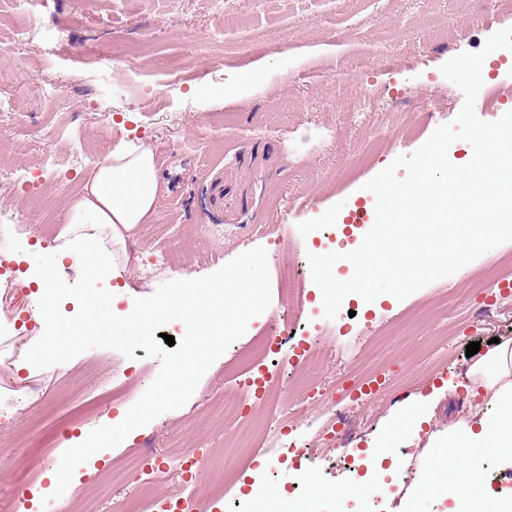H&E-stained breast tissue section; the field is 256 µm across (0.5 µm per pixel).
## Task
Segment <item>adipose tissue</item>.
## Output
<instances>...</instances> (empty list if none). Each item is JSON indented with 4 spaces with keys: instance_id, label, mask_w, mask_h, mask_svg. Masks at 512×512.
I'll use <instances>...</instances> for the list:
<instances>
[{
    "instance_id": "1",
    "label": "adipose tissue",
    "mask_w": 512,
    "mask_h": 512,
    "mask_svg": "<svg viewBox=\"0 0 512 512\" xmlns=\"http://www.w3.org/2000/svg\"><path fill=\"white\" fill-rule=\"evenodd\" d=\"M160 181L152 149L123 143L106 161L95 163L92 178L70 201L65 256L82 260L93 272L115 263L109 242H124L138 224L154 218ZM478 382L494 413L470 405L466 418L448 426V442L477 453L497 448L512 455V338L500 340L465 375Z\"/></svg>"
}]
</instances>
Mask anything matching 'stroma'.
I'll use <instances>...</instances> for the list:
<instances>
[{
    "mask_svg": "<svg viewBox=\"0 0 512 512\" xmlns=\"http://www.w3.org/2000/svg\"><path fill=\"white\" fill-rule=\"evenodd\" d=\"M37 10L40 33L31 39L17 0H0V100L11 108L0 117V161L26 169L22 182L0 172V318L8 323L40 314L38 299L17 281V259L30 244L45 254L61 246L67 198L95 163L73 165L79 142H143L155 154L157 217L112 247L119 261L108 284L117 311L257 246L267 251L270 276L288 258L305 271L309 252L336 242L324 215L342 218L373 201L365 183L460 112L462 92L441 66L512 27V0L490 9L485 0H43ZM497 59L475 103L485 121L512 111V99L493 90L512 83V51L498 50ZM348 100L361 111L342 112ZM116 113L123 125L113 124ZM375 137L383 148L353 163ZM256 224L265 234H253ZM495 261L500 276L485 285L500 295L473 314L465 296ZM509 282L512 242L404 300H344L329 320L308 279L300 325L288 335V299L272 286L269 308L250 319L183 406L94 454L53 504L112 512L116 475L141 457L143 472L122 484L127 497L140 498V512H161L190 494L202 512H244L239 492L249 475L263 496L290 491L291 512H337V492L349 489L358 492L350 512H483L489 503L506 510L512 458L488 448L471 460L460 449L463 467H475L489 492L466 488L451 498L443 488L458 475L445 471L442 448L449 423L467 407L455 388L473 363L467 345L512 337ZM447 289L458 298L450 308L437 302ZM455 321L461 327L452 345L433 355L430 337ZM266 335L276 354L257 359L255 373L277 384L270 412L239 387L241 360ZM27 337L22 330L0 342V486L25 474L30 500L46 496L49 473L80 433L124 419L161 361L141 348L130 358L92 348L25 379L14 362ZM310 349L330 360L323 386L352 375L365 382L346 417L356 447L394 461L388 486L361 484L351 458L325 439L319 411L286 421L296 407L295 365ZM382 369L395 383L373 385ZM241 399L253 402L265 431L280 430L274 447L229 448L238 427L232 404ZM282 456L300 464L303 478L279 464Z\"/></svg>",
    "mask_w": 512,
    "mask_h": 512,
    "instance_id": "1",
    "label": "stroma"
}]
</instances>
